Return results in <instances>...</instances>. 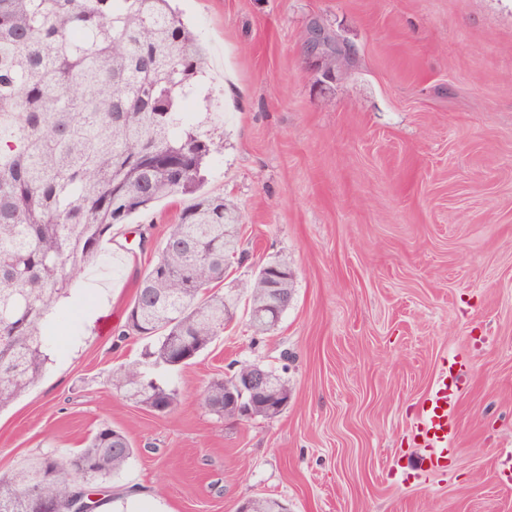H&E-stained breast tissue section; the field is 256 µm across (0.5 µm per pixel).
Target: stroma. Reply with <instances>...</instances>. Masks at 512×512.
Here are the masks:
<instances>
[{"label": "stroma", "instance_id": "stroma-1", "mask_svg": "<svg viewBox=\"0 0 512 512\" xmlns=\"http://www.w3.org/2000/svg\"><path fill=\"white\" fill-rule=\"evenodd\" d=\"M205 50L224 152L204 189L234 202L231 280L287 258L293 300L256 334L238 314L166 374V414L111 384L141 341L119 330L185 206L114 225L73 281L40 383L0 411V474L83 447L101 422L135 455L104 489L112 512H512V0H178ZM320 22L355 51L333 80L305 49ZM151 245L138 252L140 232ZM460 363L444 469L417 461V411ZM249 361L287 409L220 418L205 385Z\"/></svg>", "mask_w": 512, "mask_h": 512}]
</instances>
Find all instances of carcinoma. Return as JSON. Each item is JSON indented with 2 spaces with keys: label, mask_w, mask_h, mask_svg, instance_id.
Here are the masks:
<instances>
[{
  "label": "carcinoma",
  "mask_w": 512,
  "mask_h": 512,
  "mask_svg": "<svg viewBox=\"0 0 512 512\" xmlns=\"http://www.w3.org/2000/svg\"><path fill=\"white\" fill-rule=\"evenodd\" d=\"M205 74L197 33L170 0H0V409L43 377L47 330L74 276L98 261L114 224L155 202L193 195L141 277L120 336L144 342L141 359L112 372V386L162 413L175 389L150 372L189 364L235 319L239 293L224 289L242 217L199 192L224 140L211 116L186 118ZM242 285L248 321L264 334L293 292L286 258ZM233 377L211 381L203 403L224 416ZM135 455L103 422L84 447L48 451L0 476V512H73Z\"/></svg>",
  "instance_id": "1"
}]
</instances>
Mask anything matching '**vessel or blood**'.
I'll use <instances>...</instances> for the list:
<instances>
[{"label":"vessel or blood","mask_w":512,"mask_h":512,"mask_svg":"<svg viewBox=\"0 0 512 512\" xmlns=\"http://www.w3.org/2000/svg\"><path fill=\"white\" fill-rule=\"evenodd\" d=\"M458 392V385L449 383L447 372H440L419 407L415 436L427 450L421 459L427 468L443 467L448 462V444L455 435L453 414Z\"/></svg>","instance_id":"1"}]
</instances>
